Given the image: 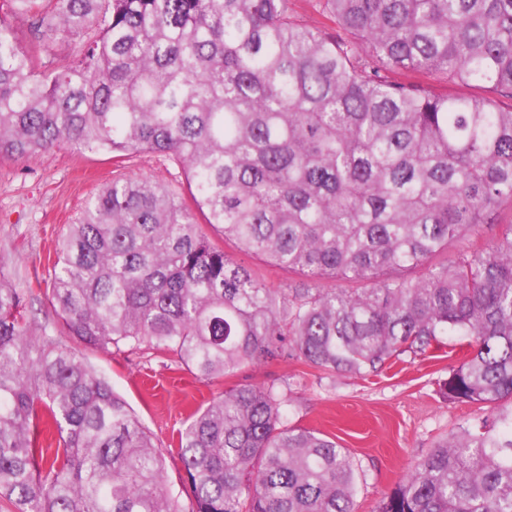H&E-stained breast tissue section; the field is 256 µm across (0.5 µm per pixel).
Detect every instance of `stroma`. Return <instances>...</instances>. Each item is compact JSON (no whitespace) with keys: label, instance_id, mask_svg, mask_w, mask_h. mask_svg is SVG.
Masks as SVG:
<instances>
[{"label":"stroma","instance_id":"stroma-1","mask_svg":"<svg viewBox=\"0 0 512 512\" xmlns=\"http://www.w3.org/2000/svg\"><path fill=\"white\" fill-rule=\"evenodd\" d=\"M10 24L20 43L35 54L39 70L57 68L76 51L73 42L63 39L43 46L26 18H11ZM113 171L111 155L66 143L0 160V270L29 289L39 333L72 347L106 378L163 449L165 482L179 495L185 512H190L192 502L182 483L176 431L202 404L239 384L275 385L289 424L319 431L347 448L363 474L356 512H377L384 495L415 462L473 417L475 406L449 403L440 391L449 368L464 357L456 336L448 337L447 348L435 359L408 355L396 368L367 379L322 372L288 359L263 361L211 382L200 381L168 354L145 349L105 354L77 342L49 300L54 247L92 193L111 182ZM124 173L182 196L189 193L181 168L158 154L135 157Z\"/></svg>","mask_w":512,"mask_h":512}]
</instances>
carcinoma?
<instances>
[{"instance_id": "cac0c4a2", "label": "carcinoma", "mask_w": 512, "mask_h": 512, "mask_svg": "<svg viewBox=\"0 0 512 512\" xmlns=\"http://www.w3.org/2000/svg\"><path fill=\"white\" fill-rule=\"evenodd\" d=\"M0 0V159L62 141L172 159L189 198L116 174L67 226L50 301L103 353L199 379L264 360L375 377L451 334L441 386L479 413L378 512H512V0ZM72 60L48 75L6 20ZM434 78L462 89L431 87ZM301 276L271 288L213 244ZM331 281L329 288L323 282ZM0 278V499L17 512H183L165 457L111 384L33 331ZM241 384L177 431L192 512H354L349 451ZM56 431V447L40 442ZM502 225L500 224H483L477 229V232L471 238L455 241L448 245V256L453 255L458 250L466 249L472 242L486 243L501 233Z\"/></svg>"}]
</instances>
